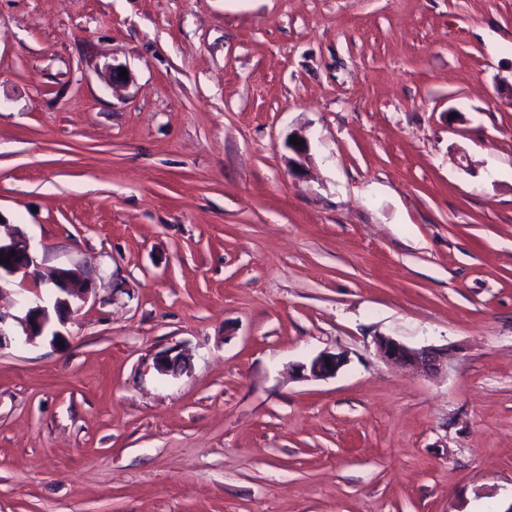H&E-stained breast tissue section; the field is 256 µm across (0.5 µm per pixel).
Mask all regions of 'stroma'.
I'll return each instance as SVG.
<instances>
[{
  "label": "stroma",
  "instance_id": "obj_1",
  "mask_svg": "<svg viewBox=\"0 0 512 512\" xmlns=\"http://www.w3.org/2000/svg\"><path fill=\"white\" fill-rule=\"evenodd\" d=\"M0 219V512H512V0H0ZM2 227L5 229L2 236ZM15 252L14 256L11 253ZM0 255L10 259L9 264L0 263V295L5 285L16 277H21L20 285L33 284L34 288H47L53 296L52 307L39 293L36 299L22 298L18 314L3 313L0 310V347L15 339L12 334L13 323L22 328L25 343H34L45 336L52 322V311L61 318L64 312H70L72 305L83 301L92 290V283L81 278L77 270L67 267H45L38 261L32 250L29 238L18 225L1 224L0 219ZM375 344L382 359L417 372L438 371L448 361V348H415L388 336L377 337ZM326 361H329L330 365H327ZM343 364L344 358L341 354L323 352L308 363L298 365L297 368L304 378L320 380L336 374Z\"/></svg>",
  "mask_w": 512,
  "mask_h": 512
}]
</instances>
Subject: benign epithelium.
<instances>
[{"label":"benign epithelium","mask_w":512,"mask_h":512,"mask_svg":"<svg viewBox=\"0 0 512 512\" xmlns=\"http://www.w3.org/2000/svg\"><path fill=\"white\" fill-rule=\"evenodd\" d=\"M5 233L0 235V255L9 263H0V292L16 277L21 283H31L34 287H45L53 296V304L48 305L41 295L36 299L23 298L19 301L18 313L0 311V347L14 339L13 324L22 328L25 342L30 344L45 335L52 322V316H62L72 310V305L83 301L92 290L89 279L83 278L77 270L67 267H46L38 261L32 250L29 238L18 225L1 224ZM378 355L387 362L407 369L431 373L443 367L448 361V349L408 346L399 340L379 336L375 340ZM187 357L179 352L175 355L166 352L160 355L155 366L159 373H175L186 364ZM340 354L323 352L307 363L298 365V371L307 379L328 378L343 366Z\"/></svg>","instance_id":"obj_1"}]
</instances>
